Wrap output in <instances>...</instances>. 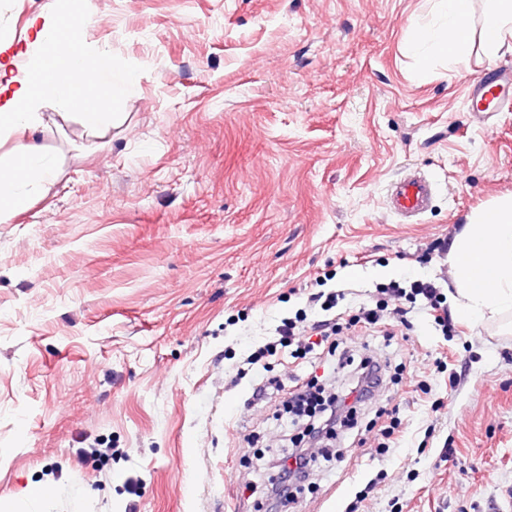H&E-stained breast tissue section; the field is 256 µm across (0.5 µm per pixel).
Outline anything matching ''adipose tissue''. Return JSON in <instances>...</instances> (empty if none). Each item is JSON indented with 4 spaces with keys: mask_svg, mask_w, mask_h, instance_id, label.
<instances>
[{
    "mask_svg": "<svg viewBox=\"0 0 512 512\" xmlns=\"http://www.w3.org/2000/svg\"><path fill=\"white\" fill-rule=\"evenodd\" d=\"M473 0H435L437 20L417 28L410 44L422 68L432 55L464 60L474 46L495 56L512 44V0H490L479 33H472ZM68 81L50 78L40 83L44 65H35L27 79L17 82L0 105V144L11 149L0 155V222H8L43 192L56 177L54 162L35 144L18 140L19 131L39 126L47 102L78 113L81 124L93 134L111 123L112 113L102 111L94 93L97 59L86 50L63 60ZM448 262L457 290V311L464 320H486L512 315V199L495 205L491 214H478L451 243Z\"/></svg>",
    "mask_w": 512,
    "mask_h": 512,
    "instance_id": "1",
    "label": "adipose tissue"
}]
</instances>
